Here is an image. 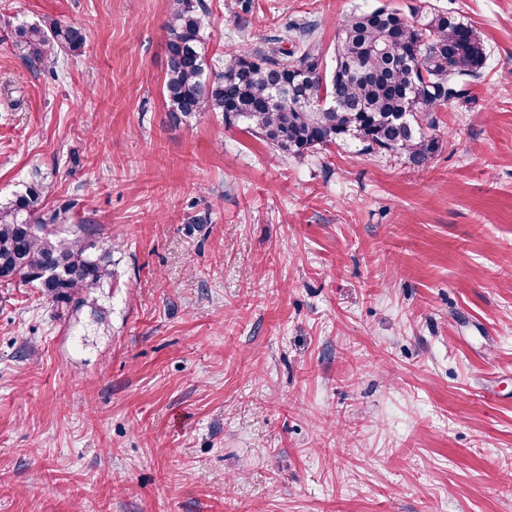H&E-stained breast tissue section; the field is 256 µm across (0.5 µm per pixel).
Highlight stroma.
Here are the masks:
<instances>
[{
    "label": "stroma",
    "mask_w": 512,
    "mask_h": 512,
    "mask_svg": "<svg viewBox=\"0 0 512 512\" xmlns=\"http://www.w3.org/2000/svg\"><path fill=\"white\" fill-rule=\"evenodd\" d=\"M437 5L489 59L415 167L172 126L170 0H0V201L118 237L108 311L0 288V512H512V0ZM207 56L361 0H206ZM85 30L57 70L12 24Z\"/></svg>",
    "instance_id": "stroma-1"
}]
</instances>
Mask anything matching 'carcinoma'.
<instances>
[{
	"mask_svg": "<svg viewBox=\"0 0 512 512\" xmlns=\"http://www.w3.org/2000/svg\"><path fill=\"white\" fill-rule=\"evenodd\" d=\"M205 0H172L165 24L163 95L172 125L208 112L227 126L242 124L275 149L302 156L318 147L357 141L419 166L441 147L436 112L463 97L483 74L488 54L476 29L431 8L405 15L387 7H357L336 35L327 66L314 28H290L256 48L232 47L208 64ZM15 48L29 63L53 69L59 52H76L85 35L56 17L13 26ZM48 186L31 181L0 202V288L37 289L53 317L97 307L96 291L117 287L112 242L83 225L63 231L70 208L49 213Z\"/></svg>",
	"mask_w": 512,
	"mask_h": 512,
	"instance_id": "obj_1",
	"label": "carcinoma"
}]
</instances>
